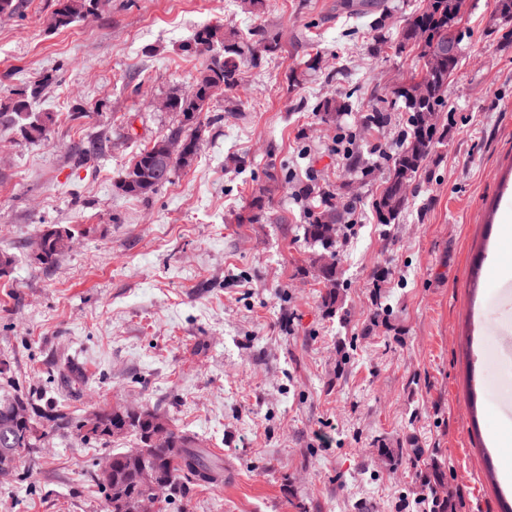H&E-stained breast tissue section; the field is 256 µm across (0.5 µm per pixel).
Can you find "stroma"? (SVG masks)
<instances>
[{
	"mask_svg": "<svg viewBox=\"0 0 512 512\" xmlns=\"http://www.w3.org/2000/svg\"><path fill=\"white\" fill-rule=\"evenodd\" d=\"M0 14V108L41 84L31 112L50 117L44 140L0 125V359L25 396L80 419L115 405L148 408L221 449L224 483L190 486L170 512H423L413 466L391 468L378 446H419L448 469L457 512H502L500 473L512 447L511 279L492 264L512 225V23L497 0H466L464 54L445 89L448 130L408 193L396 223L372 202L406 115L383 130L362 116L419 70L415 55L373 54V13L347 0H265L259 17L239 0H103L49 30L57 0H20ZM282 34L263 68H241L233 110L216 95L201 116L200 152L149 198L115 187L141 148L180 116L155 100L187 88L204 59L184 51L194 32L253 21ZM319 54L289 88L291 70ZM352 112L322 123V99ZM355 137L365 177L331 152ZM317 187L356 203L339 229L334 311L304 238ZM268 218L239 224L257 185ZM68 228L53 263L33 242ZM135 437L85 441L50 432L0 480V512H105L100 462Z\"/></svg>",
	"mask_w": 512,
	"mask_h": 512,
	"instance_id": "35a3bbf8",
	"label": "stroma"
}]
</instances>
